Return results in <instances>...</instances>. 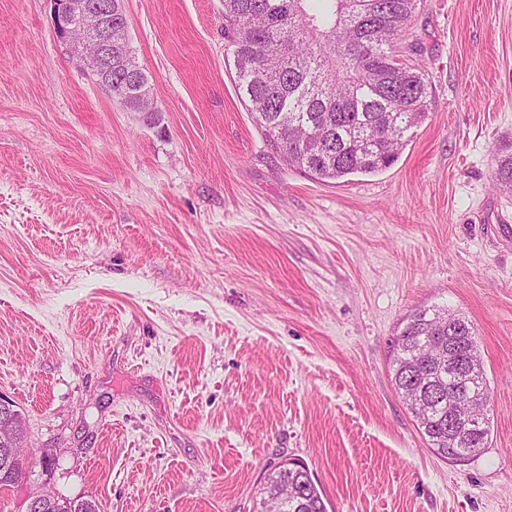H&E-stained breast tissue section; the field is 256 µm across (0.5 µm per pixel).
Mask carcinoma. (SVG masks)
<instances>
[{"instance_id":"cac0c4a2","label":"carcinoma","mask_w":512,"mask_h":512,"mask_svg":"<svg viewBox=\"0 0 512 512\" xmlns=\"http://www.w3.org/2000/svg\"><path fill=\"white\" fill-rule=\"evenodd\" d=\"M416 0H224V38L232 48L235 84L270 148L314 179L341 180L390 168L432 109L424 76L402 62ZM115 97L139 109L138 88L112 71ZM497 181L512 187V144L500 149ZM461 337L457 355L471 360L470 389L490 387L474 327L460 313L416 309L392 341V381L428 449L448 458V400L459 382L437 366L438 345ZM491 428L457 453L468 459ZM287 459L262 488V509L328 512L308 468ZM58 512H100L95 501L66 500Z\"/></svg>"}]
</instances>
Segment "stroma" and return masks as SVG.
I'll return each instance as SVG.
<instances>
[{"label": "stroma", "instance_id": "1", "mask_svg": "<svg viewBox=\"0 0 512 512\" xmlns=\"http://www.w3.org/2000/svg\"><path fill=\"white\" fill-rule=\"evenodd\" d=\"M156 109L79 69L48 0H0V397L26 473L101 512H260L283 460L332 512H512V0H417L433 110L389 169L319 181L238 96L224 0H124ZM463 313L491 435L449 462L398 396L416 309ZM56 464L43 472L39 457Z\"/></svg>", "mask_w": 512, "mask_h": 512}]
</instances>
